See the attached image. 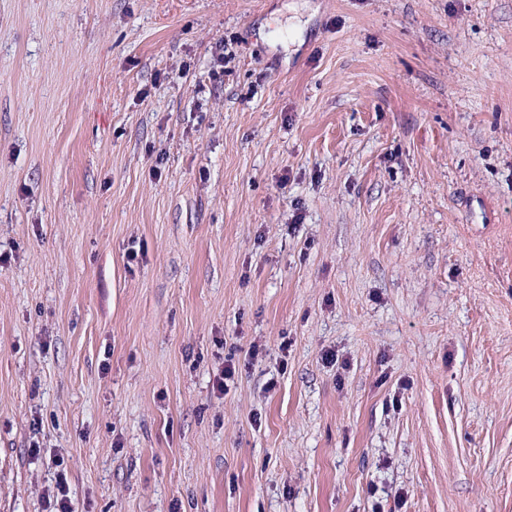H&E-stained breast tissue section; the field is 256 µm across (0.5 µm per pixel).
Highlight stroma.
Returning <instances> with one entry per match:
<instances>
[{"mask_svg": "<svg viewBox=\"0 0 512 512\" xmlns=\"http://www.w3.org/2000/svg\"><path fill=\"white\" fill-rule=\"evenodd\" d=\"M0 255V512H512V0H0Z\"/></svg>", "mask_w": 512, "mask_h": 512, "instance_id": "obj_1", "label": "stroma"}]
</instances>
